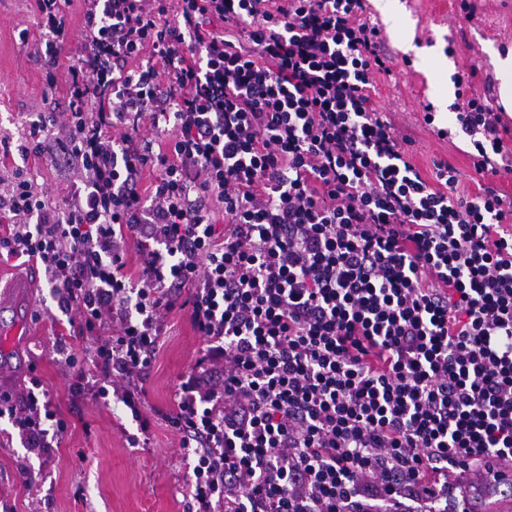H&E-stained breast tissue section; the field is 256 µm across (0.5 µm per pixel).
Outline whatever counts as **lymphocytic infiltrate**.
Wrapping results in <instances>:
<instances>
[{
  "mask_svg": "<svg viewBox=\"0 0 512 512\" xmlns=\"http://www.w3.org/2000/svg\"><path fill=\"white\" fill-rule=\"evenodd\" d=\"M66 3L36 0L67 100L19 151L72 181L58 203L1 187L0 249L40 262L97 337L96 395L148 432L146 372L184 309L203 345L166 420L193 459L189 512H465L449 473L512 462L500 114L458 107L471 197L448 162L424 179L376 108L365 0H86L63 69Z\"/></svg>",
  "mask_w": 512,
  "mask_h": 512,
  "instance_id": "lymphocytic-infiltrate-1",
  "label": "lymphocytic infiltrate"
}]
</instances>
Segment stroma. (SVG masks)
I'll use <instances>...</instances> for the list:
<instances>
[{
  "instance_id": "stroma-1",
  "label": "stroma",
  "mask_w": 512,
  "mask_h": 512,
  "mask_svg": "<svg viewBox=\"0 0 512 512\" xmlns=\"http://www.w3.org/2000/svg\"><path fill=\"white\" fill-rule=\"evenodd\" d=\"M472 20H465L467 8ZM395 23L384 22L375 5L366 14L383 37L390 74L381 76L373 97L390 112L411 145V159L423 176L445 160L458 171L459 188L477 195L469 145L456 136L458 72L473 71L477 90L497 97L494 51L512 47V0H398ZM41 42L34 0H0V139L17 138L32 113L63 105L65 83L48 86L35 48ZM435 120L424 121V104ZM448 137H438V129ZM33 173L40 187L61 199L66 174L51 162L11 155L0 159V179L16 170ZM0 279L20 282L16 310L0 315L4 326L20 325L9 343L0 335V391L19 406L28 394L48 404L64 432L49 435L42 451L28 447L19 429L0 418V512H187L192 476L180 435L162 417L173 407L179 378L189 370L202 338L186 312L167 318L157 356L144 389L143 435L129 408L115 394L99 397L72 390L76 367H89L94 337L80 335L53 298L41 264L27 259L0 261ZM75 357L68 366L67 357Z\"/></svg>"
}]
</instances>
